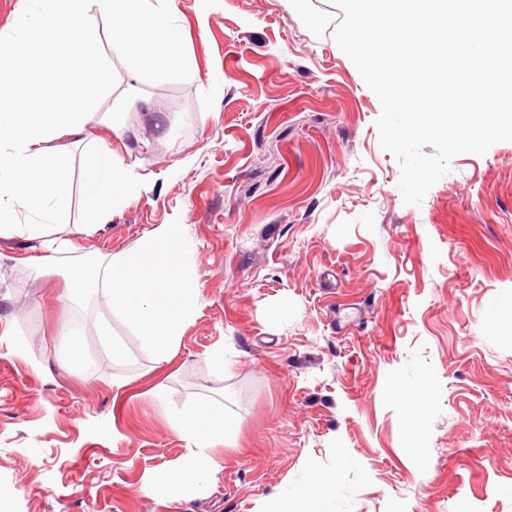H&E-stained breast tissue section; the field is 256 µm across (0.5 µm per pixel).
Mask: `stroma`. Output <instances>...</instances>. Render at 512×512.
Returning a JSON list of instances; mask_svg holds the SVG:
<instances>
[{
	"instance_id": "1",
	"label": "stroma",
	"mask_w": 512,
	"mask_h": 512,
	"mask_svg": "<svg viewBox=\"0 0 512 512\" xmlns=\"http://www.w3.org/2000/svg\"><path fill=\"white\" fill-rule=\"evenodd\" d=\"M175 2L193 72L139 83L101 38L117 83L65 145L72 207L50 235L107 260L179 221L195 316L157 366L104 291L79 309L63 270L22 264L38 242L0 237V512H275L329 474L335 512H512V142L405 203L330 0ZM99 146L134 189L89 235ZM77 314L72 367L59 333ZM197 406L229 414L235 443L211 449L205 486L149 496L189 454L172 415Z\"/></svg>"
}]
</instances>
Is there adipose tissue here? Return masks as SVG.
I'll list each match as a JSON object with an SVG mask.
<instances>
[{
	"mask_svg": "<svg viewBox=\"0 0 512 512\" xmlns=\"http://www.w3.org/2000/svg\"><path fill=\"white\" fill-rule=\"evenodd\" d=\"M83 179L92 196L101 202L95 215L96 226L109 223L113 210L122 205L131 186L129 167L118 154L99 151L87 162ZM172 427L186 439L193 453L147 485L146 492L152 496L170 492L176 486L204 485L213 473L207 451L223 444L231 424L228 414L200 408L173 417ZM335 491V476L310 482L296 492L294 503L280 501L277 512H334Z\"/></svg>",
	"mask_w": 512,
	"mask_h": 512,
	"instance_id": "1",
	"label": "adipose tissue"
}]
</instances>
